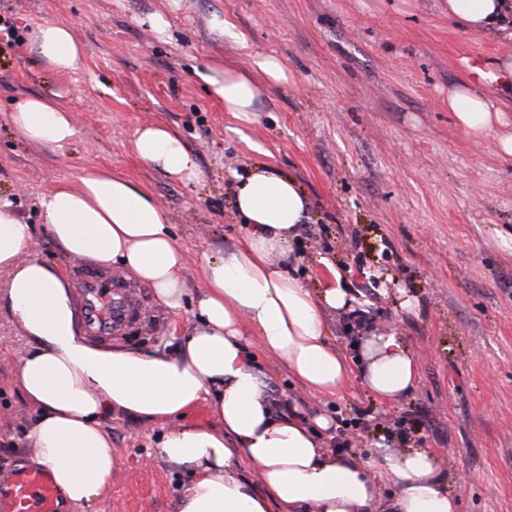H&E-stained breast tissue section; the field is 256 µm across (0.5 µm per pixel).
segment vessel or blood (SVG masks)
<instances>
[{"mask_svg": "<svg viewBox=\"0 0 512 512\" xmlns=\"http://www.w3.org/2000/svg\"><path fill=\"white\" fill-rule=\"evenodd\" d=\"M74 287L87 336L107 340L124 335L134 322L150 331L164 322L163 314L147 305L144 287L126 277L84 264L74 273ZM0 512H62L50 472L30 464L0 474Z\"/></svg>", "mask_w": 512, "mask_h": 512, "instance_id": "b4317fda", "label": "vessel or blood"}]
</instances>
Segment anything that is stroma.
Masks as SVG:
<instances>
[{"mask_svg":"<svg viewBox=\"0 0 512 512\" xmlns=\"http://www.w3.org/2000/svg\"><path fill=\"white\" fill-rule=\"evenodd\" d=\"M170 23L156 34L148 18ZM231 21L236 42L212 25ZM19 44H0V196L36 226L34 256L71 279L66 258L40 230L38 201L94 170L124 175L164 209L181 249L188 288L201 287L203 254L231 253L248 227L234 209L236 174L265 165L292 177L310 221L330 247L292 240L274 262L311 292L331 282L369 311L374 327L403 336L418 368L406 397L383 401L354 373L333 395L311 391L259 341L251 350L276 396L304 414L365 410L382 425L410 406L425 412L410 448L430 449L459 512H512V158L498 136L512 127V88L477 78L472 57L496 71L512 41L464 32L443 0H0ZM72 28L77 68L58 72L36 59V27ZM271 55L287 79L253 69ZM248 75L259 94L240 119L211 99L199 71ZM468 84L503 114L485 133L464 128L448 95ZM40 96L77 129L65 148L19 139L11 112ZM162 124L184 140L200 177L186 184L140 161L136 130ZM409 306H402V299ZM159 332L133 331L111 346L175 355L199 320L192 301L163 308ZM28 340L0 308V471L34 458L25 434L38 410L19 389L15 367ZM112 485L70 512H178L190 476L158 457L166 424L115 414Z\"/></svg>","mask_w":512,"mask_h":512,"instance_id":"stroma-1","label":"stroma"}]
</instances>
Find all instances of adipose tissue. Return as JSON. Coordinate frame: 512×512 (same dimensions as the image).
Here are the masks:
<instances>
[{"mask_svg": "<svg viewBox=\"0 0 512 512\" xmlns=\"http://www.w3.org/2000/svg\"><path fill=\"white\" fill-rule=\"evenodd\" d=\"M447 2L449 18L464 30L512 40V0ZM31 48L61 72L75 69L81 57L73 30L55 22L37 26ZM200 78L225 111L238 117L254 111L258 88L247 75L211 67ZM448 107L475 133L501 119L467 85L449 93ZM11 121L22 139L50 148H64L77 134L65 109L37 96L19 102ZM133 146L149 166L187 183L199 177L193 154L165 126H141ZM235 206L247 237L228 256L204 257L195 298L201 323L178 356L168 357L86 343L67 282L32 257V225L21 223L12 202L0 198V270L10 273L0 301L30 342L15 379L40 410L26 435L39 465L70 502L90 503L112 484V441L101 421L119 413L170 423L156 453L192 476L179 512H457L427 450L368 460L337 455L317 436L331 429L329 417L308 420L273 395L251 342L259 341L312 391L336 393L349 369L325 336L323 314L350 309L351 300L333 285L312 295L273 262L309 218V201L293 179L254 167L237 178ZM39 207L46 232L65 256L121 263L150 284L159 301L182 308L184 257L167 215L129 179L91 171L77 185L42 195ZM356 354L359 378L378 398L393 401L413 389L417 366L401 336L370 333ZM200 403L213 408L215 424H184L187 409ZM245 467L259 474L261 488L242 480ZM382 480L397 488L386 501L378 496Z\"/></svg>", "mask_w": 512, "mask_h": 512, "instance_id": "1", "label": "adipose tissue"}]
</instances>
